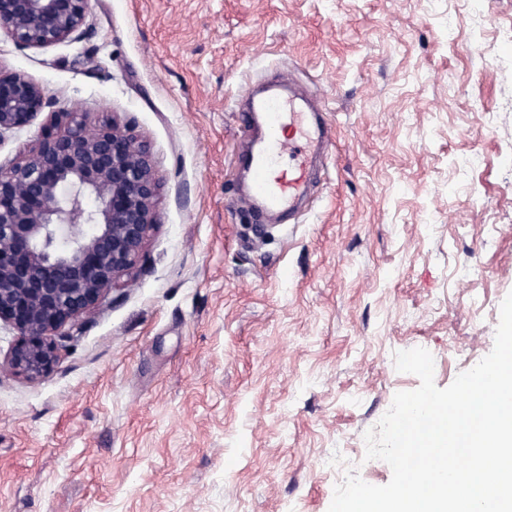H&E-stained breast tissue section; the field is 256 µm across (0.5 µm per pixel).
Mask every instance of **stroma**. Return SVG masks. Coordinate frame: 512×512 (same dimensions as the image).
<instances>
[{
    "mask_svg": "<svg viewBox=\"0 0 512 512\" xmlns=\"http://www.w3.org/2000/svg\"><path fill=\"white\" fill-rule=\"evenodd\" d=\"M89 0L80 38L0 32V71L149 147L158 224L131 286L66 327L44 378L2 368L0 512H329L381 486L365 432L493 349L512 293V0ZM319 92L334 147L286 221L240 207L244 86Z\"/></svg>",
    "mask_w": 512,
    "mask_h": 512,
    "instance_id": "1",
    "label": "stroma"
}]
</instances>
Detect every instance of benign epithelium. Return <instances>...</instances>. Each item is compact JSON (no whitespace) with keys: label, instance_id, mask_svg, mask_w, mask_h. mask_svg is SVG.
Instances as JSON below:
<instances>
[{"label":"benign epithelium","instance_id":"1","mask_svg":"<svg viewBox=\"0 0 512 512\" xmlns=\"http://www.w3.org/2000/svg\"><path fill=\"white\" fill-rule=\"evenodd\" d=\"M88 2L0 0V30L24 47L57 45L82 33ZM45 106L36 83L0 74V141ZM158 191L144 142L115 122L89 132L75 112L53 113L30 153L0 168V323L17 335L7 358L14 373L48 375L53 337L102 307L136 268L158 222Z\"/></svg>","mask_w":512,"mask_h":512}]
</instances>
